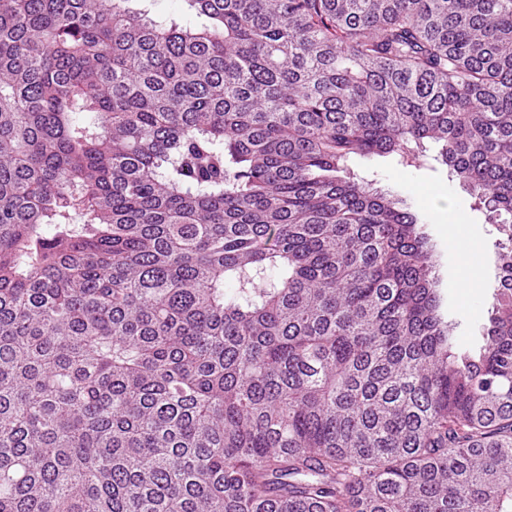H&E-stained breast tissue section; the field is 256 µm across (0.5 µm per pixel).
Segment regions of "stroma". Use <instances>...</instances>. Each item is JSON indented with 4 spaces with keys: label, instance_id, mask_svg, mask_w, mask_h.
Masks as SVG:
<instances>
[{
    "label": "stroma",
    "instance_id": "35a3bbf8",
    "mask_svg": "<svg viewBox=\"0 0 512 512\" xmlns=\"http://www.w3.org/2000/svg\"><path fill=\"white\" fill-rule=\"evenodd\" d=\"M438 147L425 142L419 157L403 164L395 156L352 162L355 174L401 197L424 225L439 257L444 315L462 350L477 353L485 343L496 304L501 237L495 224L447 166Z\"/></svg>",
    "mask_w": 512,
    "mask_h": 512
}]
</instances>
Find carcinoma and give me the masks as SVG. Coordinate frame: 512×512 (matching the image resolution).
Masks as SVG:
<instances>
[{"instance_id": "obj_1", "label": "carcinoma", "mask_w": 512, "mask_h": 512, "mask_svg": "<svg viewBox=\"0 0 512 512\" xmlns=\"http://www.w3.org/2000/svg\"><path fill=\"white\" fill-rule=\"evenodd\" d=\"M151 2L0 0V512H512V0ZM425 140L476 355L346 165ZM439 147L425 142L423 152L402 164L393 155L350 163L355 174L398 195L423 224L439 257V288L444 315L462 350L479 352L496 304L501 237L478 200L447 166L436 160Z\"/></svg>"}]
</instances>
